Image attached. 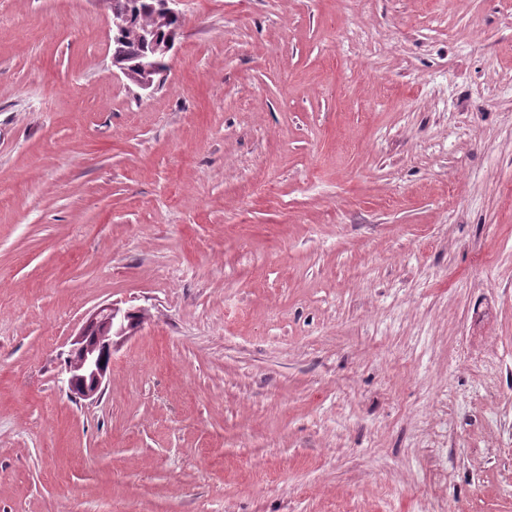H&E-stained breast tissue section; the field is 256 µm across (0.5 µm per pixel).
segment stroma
<instances>
[{
	"label": "stroma",
	"mask_w": 512,
	"mask_h": 512,
	"mask_svg": "<svg viewBox=\"0 0 512 512\" xmlns=\"http://www.w3.org/2000/svg\"><path fill=\"white\" fill-rule=\"evenodd\" d=\"M179 10L0 0V512H512V0ZM151 0H125L136 17L133 25L124 35L125 46L131 51H136L139 44V33L144 28H152L158 25L153 13L147 7ZM157 63L153 60L152 56L143 57L132 70L124 69L123 73L136 85H138L142 89H149L153 86L155 82V74L158 72L159 74L163 73L167 67V56L164 57H156ZM125 314V310L117 304L112 303L102 306L92 313L86 325L71 341L72 347L68 352L67 358L74 352H79L80 356L76 362L75 369L80 372L79 377L82 382V389L76 391L69 368L65 365V372L68 375V388L75 400H86L101 395L103 381L112 364V352L130 337V333H125L126 330L124 328L118 329L115 336L114 332L111 335L107 333L119 328ZM91 323L103 325L104 337L107 338L103 349H99L98 345L91 344L89 339H87L86 329ZM106 358L108 359L107 365L105 363ZM108 365L109 368L107 369Z\"/></svg>",
	"instance_id": "35a3bbf8"
}]
</instances>
